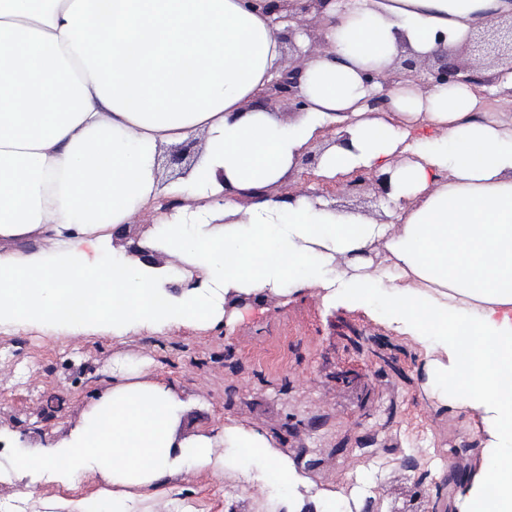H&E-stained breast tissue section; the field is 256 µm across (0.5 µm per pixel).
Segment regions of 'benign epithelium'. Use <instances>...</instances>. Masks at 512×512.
Masks as SVG:
<instances>
[{
	"label": "benign epithelium",
	"mask_w": 512,
	"mask_h": 512,
	"mask_svg": "<svg viewBox=\"0 0 512 512\" xmlns=\"http://www.w3.org/2000/svg\"><path fill=\"white\" fill-rule=\"evenodd\" d=\"M330 0H269L268 8L277 15V20L289 23L286 28L288 42L294 43L297 31H307L303 21L297 15L314 14L322 17L324 7ZM321 43H310L307 53L300 54L297 63L289 64L281 73L263 89V102L266 107H275L278 104L288 106V111L299 110L303 101L297 98L298 76L305 55L313 54ZM504 58H512V19L509 22H495L483 31L470 36L461 45V55H450L446 50H440L428 58L418 62L412 58L401 63L403 72L391 76H376L374 80L388 84L410 77V73L421 67L427 74L426 82L430 84H456L467 82L474 85L481 84L482 70L488 64H497ZM130 236L120 234L118 242L126 245V253L138 259L143 265L159 268L163 266V255L151 247L140 243V239H133L127 243Z\"/></svg>",
	"instance_id": "benign-epithelium-1"
}]
</instances>
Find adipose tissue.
<instances>
[{"mask_svg": "<svg viewBox=\"0 0 512 512\" xmlns=\"http://www.w3.org/2000/svg\"><path fill=\"white\" fill-rule=\"evenodd\" d=\"M324 13L305 105L287 114L253 103L285 68L267 0H0V325L120 339L222 323L242 313L232 293L322 288L419 345L438 408L464 396L482 410L490 440L465 512H512V120L482 112L470 84L367 80L458 48L512 0H329ZM381 91L391 113L369 116ZM329 127L321 175L386 176L382 217L315 195L239 205ZM199 134L188 176L163 180L162 150ZM171 196L206 202L156 226V249L191 268L177 297L162 270L106 247ZM32 239L41 248L21 250ZM182 412L172 382L116 383L69 440L19 452L12 470L69 490L98 471L104 488L76 512H132L172 473L255 469L283 512H304L311 483L265 433L228 422L180 441Z\"/></svg>", "mask_w": 512, "mask_h": 512, "instance_id": "obj_1", "label": "adipose tissue"}]
</instances>
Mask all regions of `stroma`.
<instances>
[{
  "instance_id": "stroma-1",
  "label": "stroma",
  "mask_w": 512,
  "mask_h": 512,
  "mask_svg": "<svg viewBox=\"0 0 512 512\" xmlns=\"http://www.w3.org/2000/svg\"><path fill=\"white\" fill-rule=\"evenodd\" d=\"M328 137L313 142L293 177L273 194L320 192L338 206L373 215L384 206L372 189L345 194L342 179L322 180L318 160ZM306 288L252 299L243 320L215 328L182 327L115 339L59 331L40 334L0 325V502L23 500L26 512H72V499L96 494L99 473L77 490L52 482L28 486L8 460L68 439L92 403L112 387V365L140 364L141 380L172 381L184 410L179 437L218 432L231 420L262 430L279 452L302 465L315 487H345L365 474L378 512H462L456 499L483 462L480 412L436 410L427 396L423 357L382 318L343 303L324 305ZM56 417H40L43 406ZM466 452H459L461 443ZM366 448L378 449L371 470ZM416 454L419 469L404 460ZM257 473L192 470L167 477L145 501L146 512H272L276 491L258 489Z\"/></svg>"
}]
</instances>
